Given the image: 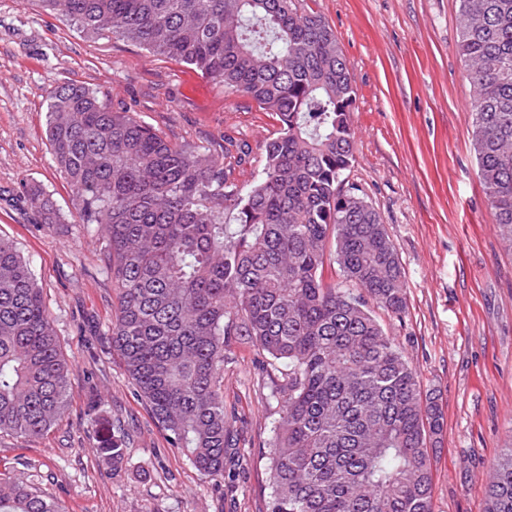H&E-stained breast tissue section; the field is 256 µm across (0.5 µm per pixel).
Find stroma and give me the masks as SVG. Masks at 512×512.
Segmentation results:
<instances>
[{
    "label": "stroma",
    "mask_w": 512,
    "mask_h": 512,
    "mask_svg": "<svg viewBox=\"0 0 512 512\" xmlns=\"http://www.w3.org/2000/svg\"><path fill=\"white\" fill-rule=\"evenodd\" d=\"M358 90L357 184L381 214L404 269L407 309L375 314L435 391L444 427L433 455V512H485L512 442V254L479 183L468 124L472 88L457 53V0H316ZM75 83L168 141L220 154L225 138L261 157L274 120L185 64L106 33L90 37L38 0H0V236L31 262L61 354L69 407L42 438L0 437V472L35 480L63 512H267L268 443L279 418L269 359L232 343L224 408L240 438L223 481L198 472L136 396L106 330L115 290L101 243L75 222L73 193L45 132L52 90ZM40 185L66 221L47 225ZM129 445L121 465L96 449L89 394Z\"/></svg>",
    "instance_id": "1"
}]
</instances>
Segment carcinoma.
Here are the masks:
<instances>
[{"label": "carcinoma", "mask_w": 512, "mask_h": 512, "mask_svg": "<svg viewBox=\"0 0 512 512\" xmlns=\"http://www.w3.org/2000/svg\"><path fill=\"white\" fill-rule=\"evenodd\" d=\"M82 32H109L250 97L277 129L249 153L174 145L79 84L51 92L47 139L79 223L99 233L117 290L108 330L136 395L171 447L224 480L235 455L224 354L238 336L279 364L268 512H432L437 396L368 308L406 311L401 258L381 214L345 174L356 161L350 63L307 0H39ZM473 88L479 182L512 251V0H458ZM44 224L65 219L39 185ZM333 243L339 279L324 277ZM71 365L30 261L0 237V434L42 437L65 412ZM98 450L123 462L126 442ZM486 512H512V447ZM0 512H62L0 477Z\"/></svg>", "instance_id": "carcinoma-1"}]
</instances>
